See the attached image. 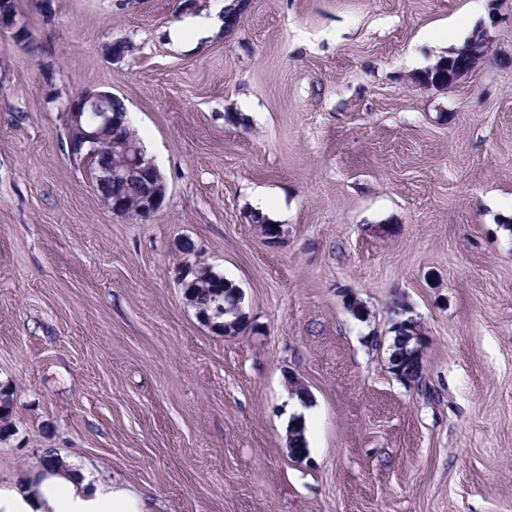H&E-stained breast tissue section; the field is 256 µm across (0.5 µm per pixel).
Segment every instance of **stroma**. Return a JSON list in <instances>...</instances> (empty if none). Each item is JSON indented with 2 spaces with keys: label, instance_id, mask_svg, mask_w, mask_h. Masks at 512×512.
<instances>
[{
  "label": "stroma",
  "instance_id": "obj_1",
  "mask_svg": "<svg viewBox=\"0 0 512 512\" xmlns=\"http://www.w3.org/2000/svg\"><path fill=\"white\" fill-rule=\"evenodd\" d=\"M249 2L228 32L224 0H17L44 54L0 36V488L53 448L154 512H512V0ZM482 28L464 82L413 83ZM86 89L123 100L164 179L150 222L67 155ZM190 257L242 290L244 332L197 317ZM399 302L423 390L366 342ZM13 398L9 391L0 387V441L10 437L14 430ZM295 421L296 419L292 417L288 423V448L293 458L302 455L297 462L303 463L309 459V454L303 455L309 452L308 442L305 435V427Z\"/></svg>",
  "mask_w": 512,
  "mask_h": 512
}]
</instances>
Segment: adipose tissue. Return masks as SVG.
I'll return each mask as SVG.
<instances>
[{"instance_id":"obj_1","label":"adipose tissue","mask_w":512,"mask_h":512,"mask_svg":"<svg viewBox=\"0 0 512 512\" xmlns=\"http://www.w3.org/2000/svg\"><path fill=\"white\" fill-rule=\"evenodd\" d=\"M0 512H151L142 497L93 482L88 473L68 466L43 478L29 476L0 489Z\"/></svg>"}]
</instances>
